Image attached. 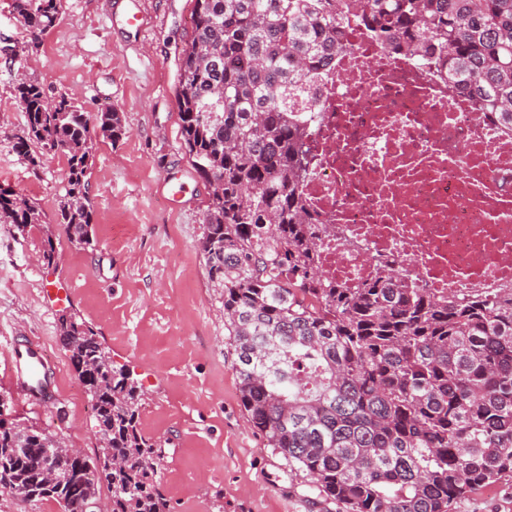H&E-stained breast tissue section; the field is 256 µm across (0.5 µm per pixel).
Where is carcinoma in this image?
Here are the masks:
<instances>
[{
  "mask_svg": "<svg viewBox=\"0 0 512 512\" xmlns=\"http://www.w3.org/2000/svg\"><path fill=\"white\" fill-rule=\"evenodd\" d=\"M178 95L195 172L215 184L200 251L224 296L240 402L267 446L341 512H451L512 473V293L458 299L382 269L356 288L318 268L300 186L308 171L314 70L336 58L350 18L384 49L448 66V93L475 97L512 132V0H195ZM63 0H15L33 38ZM26 129L13 149L67 162L57 226L95 249L92 132L116 143L119 112L95 119L72 98L43 105L22 79ZM44 223L39 204L0 187V224ZM58 332L108 440L81 465L35 423H0V486L22 502L96 512H169L167 449L139 429L141 386L94 329L65 310Z\"/></svg>",
  "mask_w": 512,
  "mask_h": 512,
  "instance_id": "cac0c4a2",
  "label": "carcinoma"
}]
</instances>
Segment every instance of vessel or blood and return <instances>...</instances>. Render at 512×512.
Instances as JSON below:
<instances>
[{"mask_svg":"<svg viewBox=\"0 0 512 512\" xmlns=\"http://www.w3.org/2000/svg\"><path fill=\"white\" fill-rule=\"evenodd\" d=\"M12 381L29 402L54 396V373L39 344L13 340L9 347Z\"/></svg>","mask_w":512,"mask_h":512,"instance_id":"obj_1","label":"vessel or blood"}]
</instances>
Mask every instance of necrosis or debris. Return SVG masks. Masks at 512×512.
<instances>
[{
  "instance_id": "obj_1",
  "label": "necrosis or debris",
  "mask_w": 512,
  "mask_h": 512,
  "mask_svg": "<svg viewBox=\"0 0 512 512\" xmlns=\"http://www.w3.org/2000/svg\"><path fill=\"white\" fill-rule=\"evenodd\" d=\"M447 84L446 68L355 27L318 71L302 192L344 286L399 268L439 295L512 293V134Z\"/></svg>"
}]
</instances>
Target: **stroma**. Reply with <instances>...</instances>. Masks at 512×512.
Instances as JSON below:
<instances>
[{
	"label": "stroma",
	"instance_id": "35a3bbf8",
	"mask_svg": "<svg viewBox=\"0 0 512 512\" xmlns=\"http://www.w3.org/2000/svg\"><path fill=\"white\" fill-rule=\"evenodd\" d=\"M194 0H64L57 25L32 42L0 0V185L36 201L55 223L66 160L43 152L37 166L12 151L25 128L20 79L45 96L66 95L93 116L111 107L127 128L118 143L95 137L89 196L95 250L45 227L0 224V395L16 415L62 435L88 456L99 451L93 411L57 330L56 294L70 286L73 309L115 361L129 365L142 394L140 429L168 454L161 474L170 512H339L311 502L304 473L288 468L254 429L239 399L221 293L199 250L212 187L185 154L178 105L181 52ZM136 12L141 30L125 26ZM181 197H172L173 188ZM54 246L55 261L43 252ZM42 344L59 368L61 398L32 408L7 381L11 339ZM453 512H512V473L458 501Z\"/></svg>",
	"mask_w": 512,
	"mask_h": 512
}]
</instances>
